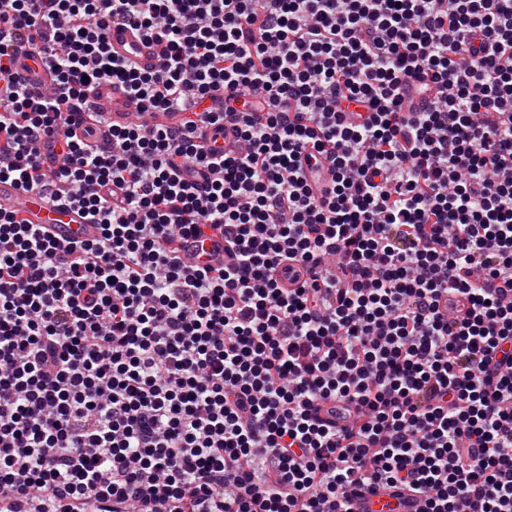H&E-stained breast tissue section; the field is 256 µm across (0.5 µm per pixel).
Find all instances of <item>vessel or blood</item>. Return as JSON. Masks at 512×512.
<instances>
[{"label": "vessel or blood", "mask_w": 512, "mask_h": 512, "mask_svg": "<svg viewBox=\"0 0 512 512\" xmlns=\"http://www.w3.org/2000/svg\"><path fill=\"white\" fill-rule=\"evenodd\" d=\"M108 47L111 54L119 59H130L143 69L155 68L162 57V45L145 39L141 33L129 26H114L108 32ZM21 75L35 88L50 86L51 75L44 66L37 50H29L21 58ZM94 104L107 106L108 124L124 125L133 121L137 114L135 103L120 84L102 82L94 85L89 93ZM0 212L10 213L23 224H38L49 234L60 240L98 239L100 228L89 223L78 209L63 208L52 203L46 194L25 191L21 185L7 178L0 179ZM206 248L215 254L219 263H227L230 257L224 250V236L221 231L211 232L204 246H197L194 239H182L179 255L186 266L199 261V248ZM420 501L391 490H380L374 494H363L350 502V512H421Z\"/></svg>", "instance_id": "1"}]
</instances>
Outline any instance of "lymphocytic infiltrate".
I'll list each match as a JSON object with an SVG mask.
<instances>
[{
  "instance_id": "lymphocytic-infiltrate-1",
  "label": "lymphocytic infiltrate",
  "mask_w": 512,
  "mask_h": 512,
  "mask_svg": "<svg viewBox=\"0 0 512 512\" xmlns=\"http://www.w3.org/2000/svg\"><path fill=\"white\" fill-rule=\"evenodd\" d=\"M102 81L180 124L94 144ZM0 178L101 230L0 213V512H512V0H0ZM211 229L231 263L185 269ZM110 53L119 59H130L142 69L155 68L162 57V45L145 39L129 26H112L108 32ZM28 54L21 57L22 69H20L23 78L27 79L36 89L50 87L51 75L44 66L41 56L37 49H26ZM421 509L420 501L393 490L364 493L350 502V512H420Z\"/></svg>"
}]
</instances>
